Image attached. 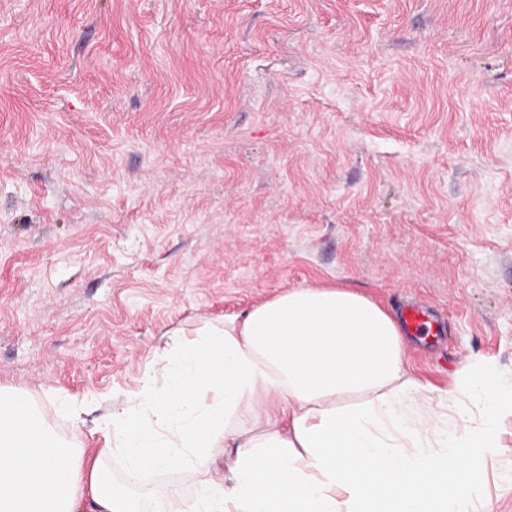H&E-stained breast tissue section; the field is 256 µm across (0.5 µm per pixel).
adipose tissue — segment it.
Segmentation results:
<instances>
[{
	"instance_id": "ef3b65f1",
	"label": "adipose tissue",
	"mask_w": 512,
	"mask_h": 512,
	"mask_svg": "<svg viewBox=\"0 0 512 512\" xmlns=\"http://www.w3.org/2000/svg\"><path fill=\"white\" fill-rule=\"evenodd\" d=\"M407 358L376 302L298 287L172 331L118 409L60 398L101 408L92 454L0 384V512H471L512 383L465 364L440 414Z\"/></svg>"
}]
</instances>
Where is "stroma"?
<instances>
[{
  "mask_svg": "<svg viewBox=\"0 0 512 512\" xmlns=\"http://www.w3.org/2000/svg\"><path fill=\"white\" fill-rule=\"evenodd\" d=\"M305 286L512 381V0H0V383L121 402L167 331ZM473 512H512V412ZM401 321L408 329L407 333L410 336H425L426 339L430 336H438L437 329L427 319L426 311L420 306L406 305L401 312ZM410 328H413V331Z\"/></svg>",
  "mask_w": 512,
  "mask_h": 512,
  "instance_id": "stroma-1",
  "label": "stroma"
}]
</instances>
